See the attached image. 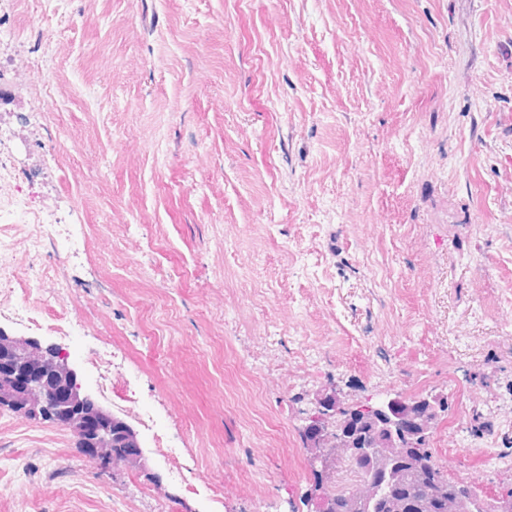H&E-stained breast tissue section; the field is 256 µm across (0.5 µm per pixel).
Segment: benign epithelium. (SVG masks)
Wrapping results in <instances>:
<instances>
[{"label":"benign epithelium","mask_w":512,"mask_h":512,"mask_svg":"<svg viewBox=\"0 0 512 512\" xmlns=\"http://www.w3.org/2000/svg\"><path fill=\"white\" fill-rule=\"evenodd\" d=\"M0 409L9 408L27 419L52 417L78 435L80 447L99 463L118 468L142 463L136 432L124 421L82 391L76 370L67 358L35 356L40 342L11 336L1 330ZM316 411L307 418L304 448L320 466L321 489L314 494L312 512H339L345 498L347 512H362L379 494V479L390 461L404 457L415 465L430 500L445 503L444 512H461L466 488L445 480L427 460V444L436 426L438 411L448 403L442 394L413 399L387 393L370 405L345 402L335 386L316 394ZM364 436L360 452L370 458L367 467H354L355 497L333 491L331 475L342 461L354 462L355 440Z\"/></svg>","instance_id":"7a95c632"}]
</instances>
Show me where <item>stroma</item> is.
I'll return each instance as SVG.
<instances>
[{
	"label": "stroma",
	"mask_w": 512,
	"mask_h": 512,
	"mask_svg": "<svg viewBox=\"0 0 512 512\" xmlns=\"http://www.w3.org/2000/svg\"><path fill=\"white\" fill-rule=\"evenodd\" d=\"M0 125L76 333L0 329L146 460L2 412L0 512H308L331 385L447 395L444 475L512 493V0H0ZM87 363L98 373L99 391L106 395L112 390V381L114 380V361L111 353L93 352L87 358Z\"/></svg>",
	"instance_id": "35a3bbf8"
}]
</instances>
